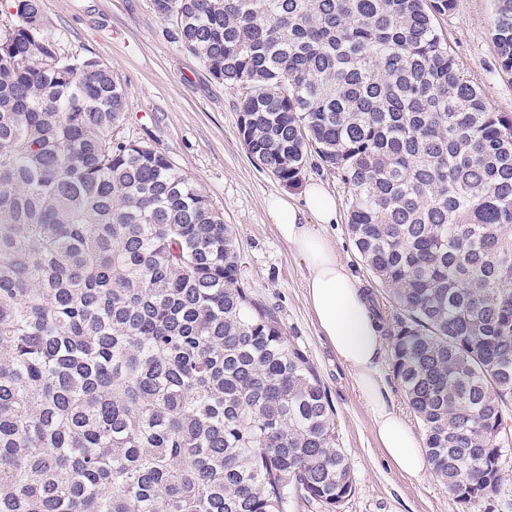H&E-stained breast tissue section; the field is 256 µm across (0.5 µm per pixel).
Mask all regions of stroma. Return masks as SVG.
I'll list each match as a JSON object with an SVG mask.
<instances>
[{"instance_id":"stroma-1","label":"stroma","mask_w":512,"mask_h":512,"mask_svg":"<svg viewBox=\"0 0 512 512\" xmlns=\"http://www.w3.org/2000/svg\"><path fill=\"white\" fill-rule=\"evenodd\" d=\"M43 11L63 53L95 57L119 77L129 100L122 135L165 153L235 229L242 282L275 313L326 388L355 482L341 512H512V456L499 492L466 506L448 497L433 472L411 477L388 463L368 407L307 302L306 265L279 237L263 205L272 194L302 201V188L285 189L250 159L239 134L237 90L213 80L198 58L166 36L153 0H43ZM493 16L494 0H457L439 26L488 105L512 113V73L495 59ZM304 179L322 183L336 200V221L326 234L340 261L385 300L386 290L349 235L347 190L339 176L310 168Z\"/></svg>"}]
</instances>
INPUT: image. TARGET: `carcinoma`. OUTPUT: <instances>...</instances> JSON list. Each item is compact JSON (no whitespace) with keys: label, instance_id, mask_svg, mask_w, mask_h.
I'll use <instances>...</instances> for the list:
<instances>
[{"label":"carcinoma","instance_id":"obj_1","mask_svg":"<svg viewBox=\"0 0 512 512\" xmlns=\"http://www.w3.org/2000/svg\"><path fill=\"white\" fill-rule=\"evenodd\" d=\"M239 93L250 157L347 186L386 289L394 377L460 504L512 443V114L437 20L456 0H153ZM492 41L512 72V0ZM0 33V512H340L354 493L306 353L239 277L237 236L128 99L60 52L41 0Z\"/></svg>","mask_w":512,"mask_h":512}]
</instances>
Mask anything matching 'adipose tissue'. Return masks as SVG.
<instances>
[{"label": "adipose tissue", "instance_id": "adipose-tissue-1", "mask_svg": "<svg viewBox=\"0 0 512 512\" xmlns=\"http://www.w3.org/2000/svg\"><path fill=\"white\" fill-rule=\"evenodd\" d=\"M305 204L272 196L265 207L281 238L307 267L310 306L338 358L347 368L372 413L375 435L393 467L417 477L427 470L422 445L397 407L381 393L378 363L384 337L372 303L336 256L323 231L336 219V201L320 184L307 185Z\"/></svg>", "mask_w": 512, "mask_h": 512}]
</instances>
